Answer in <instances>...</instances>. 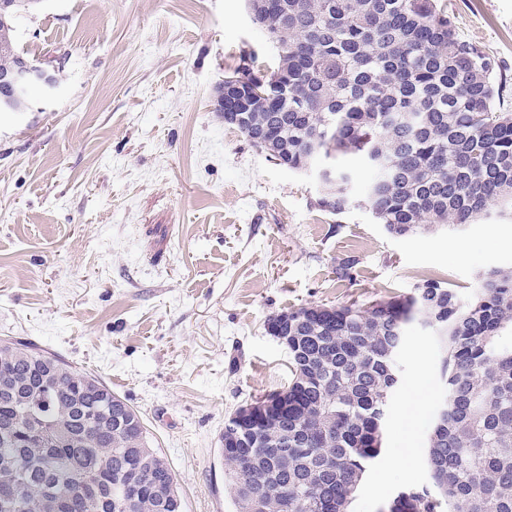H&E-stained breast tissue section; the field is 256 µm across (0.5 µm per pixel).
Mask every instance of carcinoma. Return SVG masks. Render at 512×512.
Wrapping results in <instances>:
<instances>
[{"mask_svg":"<svg viewBox=\"0 0 512 512\" xmlns=\"http://www.w3.org/2000/svg\"><path fill=\"white\" fill-rule=\"evenodd\" d=\"M3 0L0 69L26 58ZM277 63L224 76V122L292 171L324 165L318 205L353 203L340 155L373 176L365 202L394 236L472 223L512 202V110L498 61L463 40L439 0H247ZM437 331L448 418L426 455L433 487L381 512H512V267L462 299L433 279L403 297L310 305L267 319L285 340V402L224 422L235 512H351L382 452L406 326ZM0 512H181L139 412L97 377L19 338L0 344Z\"/></svg>","mask_w":512,"mask_h":512,"instance_id":"carcinoma-1","label":"carcinoma"}]
</instances>
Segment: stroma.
<instances>
[{
	"mask_svg": "<svg viewBox=\"0 0 512 512\" xmlns=\"http://www.w3.org/2000/svg\"><path fill=\"white\" fill-rule=\"evenodd\" d=\"M440 3L500 62L512 99V0ZM18 34L59 81L0 113V338L48 348L137 409L182 512H235L224 422L290 378L270 315L405 295L427 278L468 299L512 267L511 209L396 237L363 202L359 158L342 157L353 203L331 213L314 173L225 124L218 84L244 54L275 59L245 0H40ZM345 260L350 281L336 277ZM398 374L352 512L432 483L427 436L446 391L433 328L407 325Z\"/></svg>",
	"mask_w": 512,
	"mask_h": 512,
	"instance_id": "stroma-1",
	"label": "stroma"
}]
</instances>
